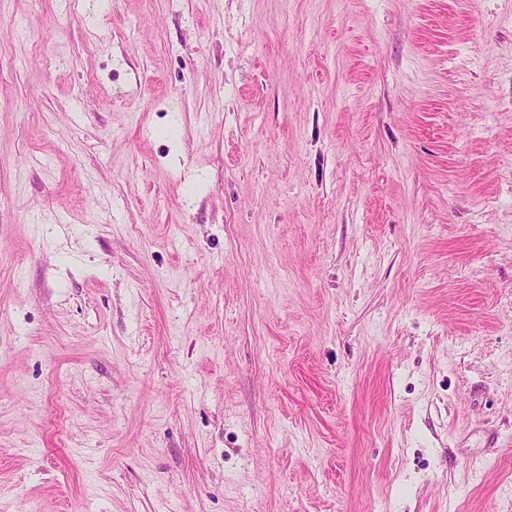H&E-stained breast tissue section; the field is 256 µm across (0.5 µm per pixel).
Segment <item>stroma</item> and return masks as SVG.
<instances>
[{
    "instance_id": "obj_1",
    "label": "stroma",
    "mask_w": 512,
    "mask_h": 512,
    "mask_svg": "<svg viewBox=\"0 0 512 512\" xmlns=\"http://www.w3.org/2000/svg\"><path fill=\"white\" fill-rule=\"evenodd\" d=\"M0 512H512V0H0Z\"/></svg>"
}]
</instances>
